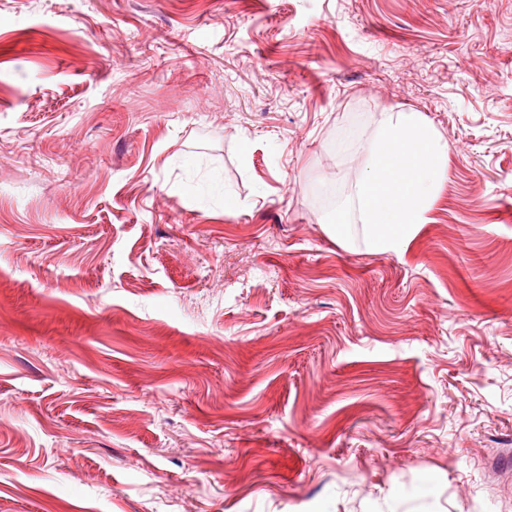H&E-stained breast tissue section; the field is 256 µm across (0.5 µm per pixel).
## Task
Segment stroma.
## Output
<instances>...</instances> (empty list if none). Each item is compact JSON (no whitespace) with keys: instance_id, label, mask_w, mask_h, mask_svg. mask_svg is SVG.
<instances>
[{"instance_id":"stroma-1","label":"stroma","mask_w":512,"mask_h":512,"mask_svg":"<svg viewBox=\"0 0 512 512\" xmlns=\"http://www.w3.org/2000/svg\"><path fill=\"white\" fill-rule=\"evenodd\" d=\"M0 512H512V0H0Z\"/></svg>"}]
</instances>
